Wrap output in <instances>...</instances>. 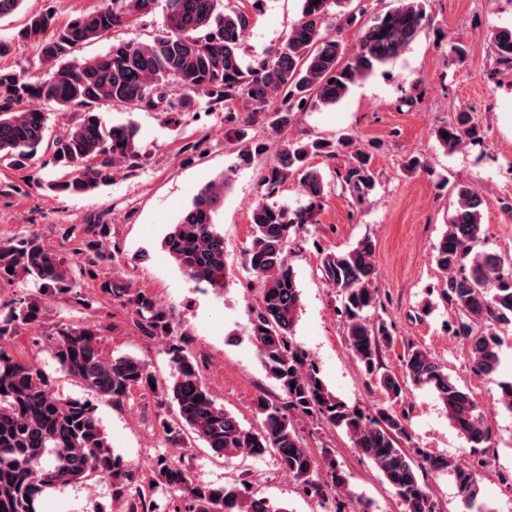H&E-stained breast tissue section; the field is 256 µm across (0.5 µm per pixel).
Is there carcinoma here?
<instances>
[{
	"label": "carcinoma",
	"instance_id": "cac0c4a2",
	"mask_svg": "<svg viewBox=\"0 0 512 512\" xmlns=\"http://www.w3.org/2000/svg\"><path fill=\"white\" fill-rule=\"evenodd\" d=\"M156 0H100L93 12L82 13L54 28L51 9L28 16L23 27L0 38V58L18 53L25 43L54 29L39 42L41 63L53 71L48 80H33L0 68V165L26 171L40 155L64 175L41 187L65 196H80L112 183L118 163L140 158L139 130L134 122L102 123L93 106L110 101L131 109L163 108L168 122L188 107L185 94L194 93L211 105L224 107V120L238 122L269 118L280 131L312 104L340 102L360 79L397 58L416 39L427 18L425 0H396L397 5L364 25L352 54L339 32L356 22L353 0H301V17L271 54L255 66L244 63L241 50L250 26L242 9L225 11L224 0H166L165 32L148 43L112 44L107 53L71 61L84 44L110 30L147 15ZM498 65L512 70V28L489 33ZM40 100L53 108L77 110V120L59 134L48 135V113L21 107ZM440 145L452 151L463 143H479L484 133L466 110L436 129ZM262 144H244L235 166H249L263 155ZM348 155L336 180L357 204L375 189L370 155L343 136L332 142L316 138L289 139L265 167L261 195L251 211L253 235L244 252V267L260 288L251 309L249 336L263 363L279 385L281 396L259 395L257 428L245 427L218 405L205 385L200 363L180 338L171 344L172 373L161 380L146 360L130 354L107 355L103 332L87 323L61 324L50 334L54 358L61 369L87 391L111 405H121L132 390L148 392L173 407L172 417L160 419L165 441L190 448L199 440L219 459L274 457L302 491L323 501L350 498L349 477L333 452L315 455L302 446L295 420L310 419L343 430L353 447L368 458L399 498L404 512H436V504L421 475L451 473L464 512H491L483 498L480 459L459 463L408 448L406 417L395 405L409 386L433 391L448 419L473 451L492 445V430L484 411L424 348L408 343L401 372L383 364V352L393 347L392 325L378 314L382 307L375 287L376 246L365 235L347 251L322 253V278L336 290L346 318V342L356 362L384 401L371 412L357 411L330 392L319 369L293 343L301 295L288 253L295 227L318 223L328 193L323 173L310 165L313 157ZM299 176L302 197L296 205L277 200L281 187ZM229 185L228 175L199 190L179 221L164 238V247L194 280L224 287V234L215 216ZM482 196L471 186L455 189L448 229L435 246L434 261L443 272L441 295L453 316L449 328L467 346L472 371L485 377L500 366V333L512 330V261L478 249L486 237ZM111 224L94 215L67 236L78 242L72 258L49 248L42 236L29 231L0 240V281L23 273L39 288L58 295L75 290L79 274L96 277V269L113 262L116 252L106 246ZM13 272H8V268ZM101 289L132 307L141 336L168 339L177 327L173 310L160 306L141 291L114 281ZM38 301L27 298L0 313V337L35 323ZM0 512H39L52 491L91 479L107 481L121 512H155L154 487L180 492L169 500L168 512H288L247 483L213 485L196 481L182 461L159 456L151 477L122 465L97 418L91 401L60 395L47 375L0 347Z\"/></svg>",
	"mask_w": 512,
	"mask_h": 512
}]
</instances>
